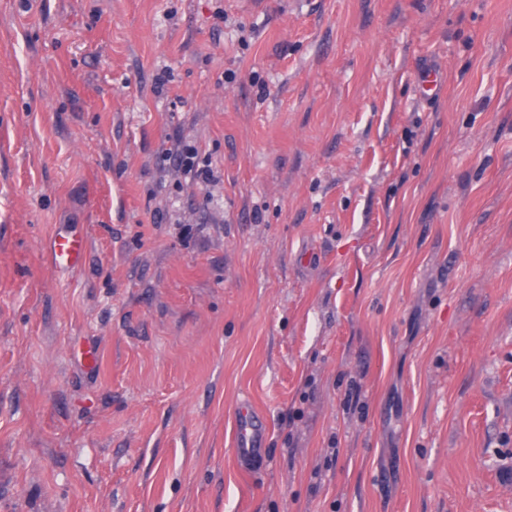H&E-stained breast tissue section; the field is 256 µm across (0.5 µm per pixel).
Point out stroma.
<instances>
[{
    "mask_svg": "<svg viewBox=\"0 0 512 512\" xmlns=\"http://www.w3.org/2000/svg\"><path fill=\"white\" fill-rule=\"evenodd\" d=\"M0 512H512V0H0ZM194 156V150L184 146L170 153L174 165L189 174L194 181L205 185L214 182L215 172L212 167V162L207 159L200 165L193 161ZM86 249V240L83 237L72 234H60L53 242V256L57 265L75 268L77 267ZM265 440L264 422L247 407L237 412L236 452L245 463H256L262 457Z\"/></svg>",
    "mask_w": 512,
    "mask_h": 512,
    "instance_id": "35a3bbf8",
    "label": "stroma"
}]
</instances>
